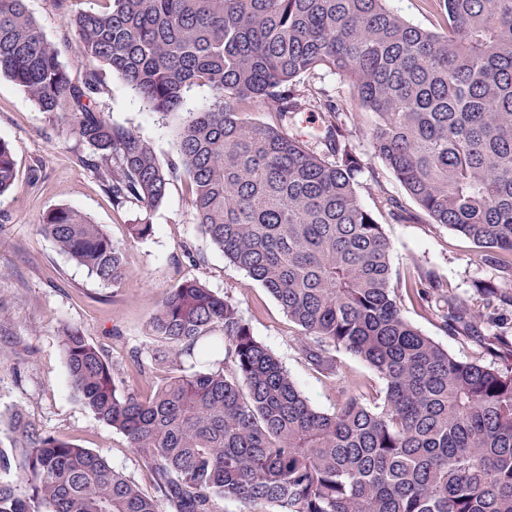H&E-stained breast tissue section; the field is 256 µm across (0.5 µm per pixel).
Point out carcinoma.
<instances>
[{
    "label": "carcinoma",
    "instance_id": "1",
    "mask_svg": "<svg viewBox=\"0 0 512 512\" xmlns=\"http://www.w3.org/2000/svg\"><path fill=\"white\" fill-rule=\"evenodd\" d=\"M52 2L74 33L65 48L93 67L72 78L27 0H0V74L68 116L113 205L153 208L184 176L197 224L300 328L313 369L332 375L334 352H349L384 396L317 410L231 297L184 280L148 335L167 350L158 365L206 340L224 348L205 371L175 372L143 396L79 329L62 336L71 388L126 436L151 491L16 411L0 448V512H223L226 501L246 512H512V331L478 334L473 310L430 277L405 287L501 363L457 360L401 315L391 244L357 193L364 163L346 134L370 117L374 155L432 223L512 269V0H436L443 33L387 0H104L75 13L71 0ZM104 70L164 116L181 113L191 88L210 90L168 165L98 111ZM318 70L349 82L359 111L304 100L300 80ZM260 102L280 126L245 118ZM307 105L324 113L325 154L284 129ZM14 183L0 139V196ZM39 227L101 284L129 276L122 247L83 212L52 208Z\"/></svg>",
    "mask_w": 512,
    "mask_h": 512
}]
</instances>
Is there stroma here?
<instances>
[{
  "label": "stroma",
  "mask_w": 512,
  "mask_h": 512,
  "mask_svg": "<svg viewBox=\"0 0 512 512\" xmlns=\"http://www.w3.org/2000/svg\"><path fill=\"white\" fill-rule=\"evenodd\" d=\"M29 10L45 35L63 45L61 61L72 77L85 63L66 44L72 39L68 17L51 0H28ZM390 9L419 25L441 31L446 18L435 0H387ZM99 111L150 142L160 163L176 155L179 116L167 118L148 110L134 92L105 75L95 96ZM0 138L14 152L17 178L0 196V448L10 445L5 425L21 411L46 434L62 436L103 456L126 478L149 489L148 473L129 448L124 434L82 405L68 383L62 354V331L80 329L99 346L123 377L149 393L164 372L154 370L156 345L146 325L164 293L185 279H198L218 295L231 296L253 336L274 353L312 405L333 412L356 394H379L383 382L357 357L337 352L336 375L323 376L304 360L299 331L272 295L234 267L202 233L196 222L185 178H174L163 202L144 209L137 202L116 207L97 173L81 159L89 147L72 136L61 115L40 111L9 78L0 76ZM350 141L364 162L357 192L372 210L391 243L393 281L432 275L472 309L483 311L484 335L512 326V275L485 261L483 252L448 228L432 223L408 196L385 164L375 157L367 124L353 127ZM392 196L405 210L397 221L381 206ZM76 208L103 225L125 249L130 270L121 287H106L60 253L40 231L45 211ZM147 220L154 233L132 238L131 224ZM497 286L503 300L489 305L478 286ZM402 315L459 360L479 357L478 343L447 331L432 310L410 294L399 293Z\"/></svg>",
  "instance_id": "obj_1"
}]
</instances>
